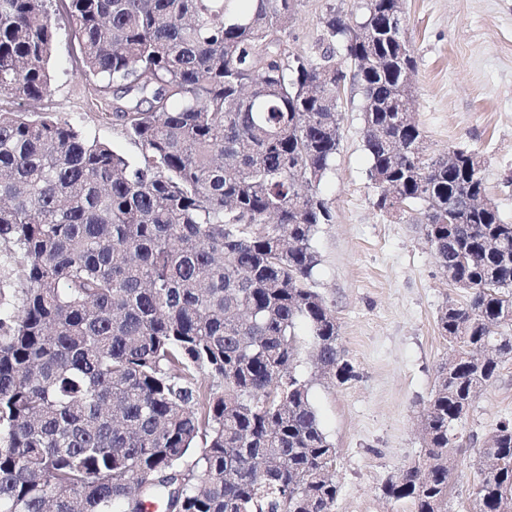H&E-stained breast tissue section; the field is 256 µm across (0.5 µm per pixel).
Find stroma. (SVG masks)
I'll return each mask as SVG.
<instances>
[{
	"mask_svg": "<svg viewBox=\"0 0 512 512\" xmlns=\"http://www.w3.org/2000/svg\"><path fill=\"white\" fill-rule=\"evenodd\" d=\"M363 0H300L288 42L318 54L327 10L360 17ZM403 24L416 61L413 116L429 149L484 156L488 196L512 223V0H403ZM51 87L41 101L17 110L44 112L136 153L112 121V93L85 72L68 29H60L50 64ZM363 98L347 85L340 105V147L317 192L332 212L315 239L314 288L339 325L340 346L355 376L344 384L317 374L312 400L337 450L340 492L334 512H411L382 493L387 476L417 459L420 420L436 371L448 355L435 318L446 301L465 302L417 226V211L394 217L377 206L364 149ZM512 421V361L474 401L458 427L466 442L450 484L448 512H476L472 492L486 435Z\"/></svg>",
	"mask_w": 512,
	"mask_h": 512,
	"instance_id": "1",
	"label": "stroma"
}]
</instances>
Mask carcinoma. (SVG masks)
<instances>
[{"mask_svg":"<svg viewBox=\"0 0 512 512\" xmlns=\"http://www.w3.org/2000/svg\"><path fill=\"white\" fill-rule=\"evenodd\" d=\"M86 72L115 89L129 155L48 113L0 108V512H333L336 448L299 370L345 383L313 288L332 220L314 188L339 146V88L362 89L368 177L389 214L420 207L463 303L417 460L382 485L448 512L456 426L512 357V223L485 159L429 152L403 112L415 71L398 0L331 10L323 50H290L298 0H60ZM50 0H0V100L50 92ZM478 512H512V423L486 436Z\"/></svg>","mask_w":512,"mask_h":512,"instance_id":"obj_1","label":"carcinoma"}]
</instances>
